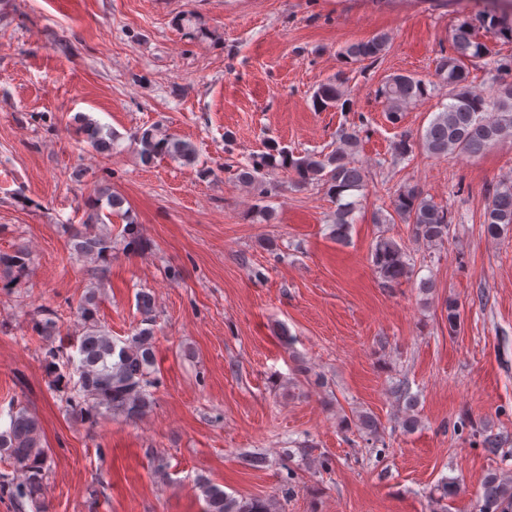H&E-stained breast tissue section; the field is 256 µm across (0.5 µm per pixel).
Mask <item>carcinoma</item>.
Here are the masks:
<instances>
[{
	"label": "carcinoma",
	"instance_id": "obj_1",
	"mask_svg": "<svg viewBox=\"0 0 512 512\" xmlns=\"http://www.w3.org/2000/svg\"><path fill=\"white\" fill-rule=\"evenodd\" d=\"M512 31V15L486 6L476 10L474 17L455 27L451 34L449 52L438 60L435 75L440 83L448 86V103L440 104L439 112L425 132L417 137L403 130L393 142L395 158L404 159L419 147L435 157L465 155L478 157L490 146L512 138V82L500 83L491 94L475 93L470 89L469 71L465 62L487 60L488 69L496 78L512 73V60L489 57L488 46L477 37L479 30L492 37L502 36L501 30ZM388 42L384 34H377L367 41L349 44L343 51L348 62L374 64L382 56ZM345 78L336 77L321 83L313 95V107L322 112L336 109L352 111L351 102L344 88ZM428 95V85L410 74H394L378 89L384 103L386 120L392 125L402 122L404 112L414 101ZM87 139L96 151L106 153L112 149L113 133L104 130L93 120L79 115L75 117ZM368 125L364 114L353 116L336 134V147L327 153H312L296 158L275 140L265 143V152L252 157L236 167L239 183L251 186L259 184L277 171L295 173L303 184H317L335 198L336 210L332 215L333 236L336 242L349 241L351 225L358 201L351 199L354 192L368 187L363 168L354 161L362 143V133ZM140 155L149 164L158 157H169L193 163L196 150L192 143L172 134L156 130L144 131L140 138ZM125 199L107 188L98 191L87 222L64 226L75 254L97 262L112 260V232H98L96 226L103 223L102 206L112 211L123 207ZM400 220L411 225V238L428 246L442 245L448 241L456 216L452 212L423 196L415 186L403 185L393 195L391 211L378 210L373 223L382 227L371 248L370 262L386 288H396L410 279L414 271L411 250L397 242L384 229L387 224ZM484 232L495 238L512 226V180L494 186L491 201L483 214ZM123 249L142 251L145 241L137 225H124L120 234ZM29 253L24 246L11 254L0 255V270L10 273L26 268ZM136 307L141 315L140 327L129 339L117 344L99 325L96 316L98 302L95 294L84 296L72 314L78 319L79 330L73 335L75 355H64L62 349L49 348L46 363L54 379L51 386L67 390V407L72 415L93 425L106 415H123L139 419L146 415L154 403L152 378L155 367V300L141 290L136 294ZM33 332L47 342L61 333V316L54 310H42L33 320ZM66 359L61 371L60 359ZM392 393L397 400L405 401L406 413L401 428L410 433L419 424L413 414L416 401L408 387L399 383ZM355 427L360 436L371 440L379 435L381 423L371 413L357 416ZM0 459L9 463L10 469L0 472V496L13 501L17 512H25L31 505L34 512H44V492L48 470V449L42 442V427L38 417L22 404L8 412V420L0 426ZM204 501V512H276L275 502L268 499L234 498L224 488L207 479L198 481ZM457 493V484L446 479L430 493L431 502L439 506V512H447L443 502ZM479 512H512V478L503 480L489 476L483 485L478 502Z\"/></svg>",
	"mask_w": 512,
	"mask_h": 512
}]
</instances>
